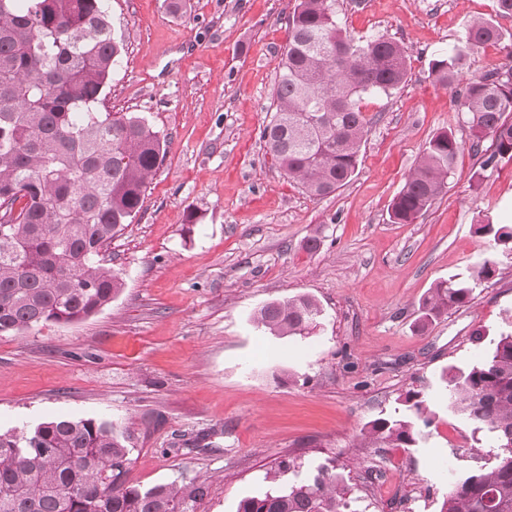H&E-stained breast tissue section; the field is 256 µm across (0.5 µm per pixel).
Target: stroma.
Returning <instances> with one entry per match:
<instances>
[{
	"label": "stroma",
	"instance_id": "1",
	"mask_svg": "<svg viewBox=\"0 0 512 512\" xmlns=\"http://www.w3.org/2000/svg\"><path fill=\"white\" fill-rule=\"evenodd\" d=\"M295 5L186 0L174 14L165 0H109L124 50L105 107L144 116L167 154L105 252L124 283L112 304L0 336V432L63 417L111 422L132 434L130 482H207L196 512H237L289 457L335 460L363 512H439L449 482L482 463L441 373L512 326V255H499L467 306L426 323L420 305L490 252L479 222L512 224V160L483 168L491 140L472 151L453 89L428 68L460 46L469 21L510 34L512 16L496 0H336L348 34L400 42L411 69L390 94L362 97L357 172L315 200L260 139ZM445 131L462 146L446 193L414 223H391V200ZM191 211L198 223H187ZM297 295L323 309L312 336L257 327L256 309ZM409 390L435 413L415 447H359L362 428Z\"/></svg>",
	"mask_w": 512,
	"mask_h": 512
}]
</instances>
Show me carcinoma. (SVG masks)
I'll list each match as a JSON object with an SVG mask.
<instances>
[{
    "label": "carcinoma",
    "mask_w": 512,
    "mask_h": 512,
    "mask_svg": "<svg viewBox=\"0 0 512 512\" xmlns=\"http://www.w3.org/2000/svg\"><path fill=\"white\" fill-rule=\"evenodd\" d=\"M336 0H298L261 130L265 148L288 179L320 199L357 171L366 121L362 96L406 82L401 44L352 39L337 23ZM505 39L493 22L473 20L465 49L430 62L432 82H459L466 51ZM123 46L111 33L108 0H0V335L48 322L86 319L107 307L123 283L101 263V250L132 223L166 138L144 117L103 112L100 104ZM476 142L489 137L487 168L512 160V66L488 69L456 91ZM461 144L441 132L425 145L389 205L395 224H410L448 188ZM496 250L512 253V224H479ZM489 256L466 277L438 282L422 302L435 319L470 303L491 279ZM322 309L311 297L267 303L253 318L273 336L312 335ZM448 411L472 426L479 451L491 441L494 462L452 481L440 512H512V330L466 369L446 368ZM405 413L380 417L365 444L412 448L418 424L434 412L407 392ZM131 433L94 419H53L0 433V512H195L204 481L142 489L127 480ZM284 460L266 473L269 489L240 500L237 512H359L358 498L329 468L299 477Z\"/></svg>",
    "instance_id": "carcinoma-1"
}]
</instances>
